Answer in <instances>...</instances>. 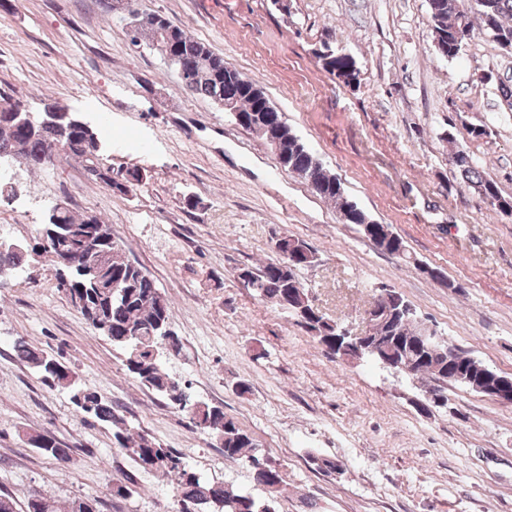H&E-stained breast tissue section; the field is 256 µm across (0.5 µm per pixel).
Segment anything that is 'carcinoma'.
I'll return each mask as SVG.
<instances>
[{
  "mask_svg": "<svg viewBox=\"0 0 512 512\" xmlns=\"http://www.w3.org/2000/svg\"><path fill=\"white\" fill-rule=\"evenodd\" d=\"M433 43L444 58L453 60L461 51V45L481 32L493 38L499 46L512 48V0H428ZM492 19V28H485L484 17ZM135 35L132 44L145 42L151 48L165 43L176 57L173 65L185 74L184 89L222 106L224 98L234 100L237 114L243 122L265 127L274 133L278 141L279 164L303 179L322 199L333 202L339 208L346 224L363 227L364 235L383 250L397 256L405 252L404 240L395 234L388 224H378L358 205L345 196L336 175L328 171L310 152L285 121L282 113L266 111L270 99L255 83L241 74L237 81L229 84L224 73L230 65L224 57L213 53L205 44L197 41L183 29L173 25L159 14L147 16L134 11L131 19ZM322 69L335 76L347 86L359 83L360 71L348 54L331 53L316 55ZM98 134L85 132L76 126L63 141L52 125L32 128L0 112V159L19 158L24 170L47 169V159L58 152L63 160H73L86 167L92 163ZM452 165L458 172L461 183L474 189L482 201L492 200L489 207L512 215V196L501 194L496 182L474 167L472 159L463 150L451 155ZM134 179L144 182L145 171L139 168L126 170L122 180L112 177V166L101 165L95 179L109 189L125 193L123 182ZM100 225L103 235L110 237L105 221L96 215L78 214L68 210L41 225L31 251L52 257L57 266L58 287L86 322L106 336L123 355V364L139 382L163 397L174 409L184 413L201 432L214 437L224 448V456L244 462L252 471L253 478L263 486L267 495L257 498L253 494L223 482L210 480L189 465L183 456L164 448L147 433L136 432L128 425L116 406L98 392L77 385L75 373L58 359L35 348L19 338L12 343L14 356L30 367L43 385L51 390H62L70 394L73 405L90 418L112 425L114 443L128 454L144 470L172 477L179 504L177 512H276L277 496L283 478L278 465L259 452L253 437L224 413V409L205 402H192L185 392V384L166 368V356L179 351V344H162V336L168 331L171 304L157 287L155 281L142 270L125 259L121 250L107 254L99 266V282L112 281L119 286L113 292L98 287L91 277L85 275L81 265L91 253L87 230ZM59 233L69 238L65 249L60 251L41 246L42 237ZM306 242L285 235L275 242L277 259L257 267L244 266L252 281V291L261 300L280 306L294 301L299 305L308 303L306 289L300 287L296 271L313 264L305 255ZM27 265L23 252L0 250V273L9 270L17 274ZM332 357L336 350V322L321 314L313 323L300 322ZM420 325L409 319L395 322L377 321L373 324L370 340L379 355L364 357V360L385 364H401L405 371L401 375L409 380L424 378L433 382L425 398L445 396L453 371L473 369L478 373L496 375L472 351L442 341L434 350L420 346ZM27 442L49 460L67 465L72 457L70 449L62 447L51 434L38 432L27 435ZM80 499L73 498L61 505L52 496L38 492L26 504V512H79Z\"/></svg>",
  "mask_w": 512,
  "mask_h": 512,
  "instance_id": "1",
  "label": "carcinoma"
}]
</instances>
